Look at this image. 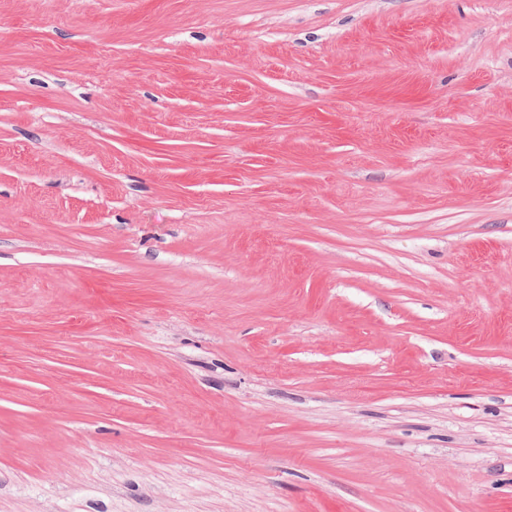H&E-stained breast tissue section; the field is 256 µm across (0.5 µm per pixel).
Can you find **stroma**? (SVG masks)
I'll return each instance as SVG.
<instances>
[{
  "label": "stroma",
  "mask_w": 512,
  "mask_h": 512,
  "mask_svg": "<svg viewBox=\"0 0 512 512\" xmlns=\"http://www.w3.org/2000/svg\"><path fill=\"white\" fill-rule=\"evenodd\" d=\"M0 512H512V0H0Z\"/></svg>",
  "instance_id": "35a3bbf8"
}]
</instances>
